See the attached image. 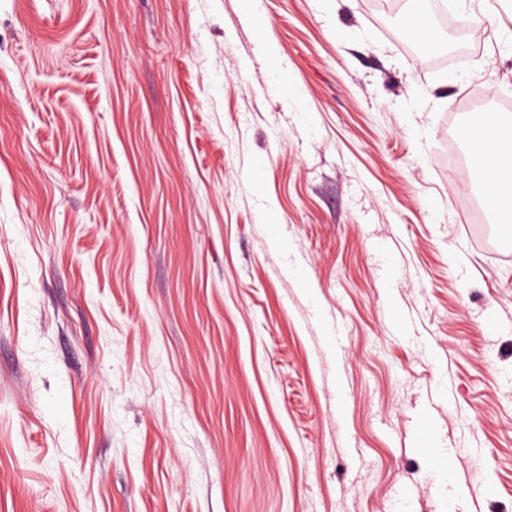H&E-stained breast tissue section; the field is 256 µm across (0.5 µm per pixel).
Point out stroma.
Listing matches in <instances>:
<instances>
[{
  "instance_id": "1",
  "label": "stroma",
  "mask_w": 512,
  "mask_h": 512,
  "mask_svg": "<svg viewBox=\"0 0 512 512\" xmlns=\"http://www.w3.org/2000/svg\"><path fill=\"white\" fill-rule=\"evenodd\" d=\"M442 2L475 63L378 0H0V512H512V243L448 164L512 0Z\"/></svg>"
}]
</instances>
